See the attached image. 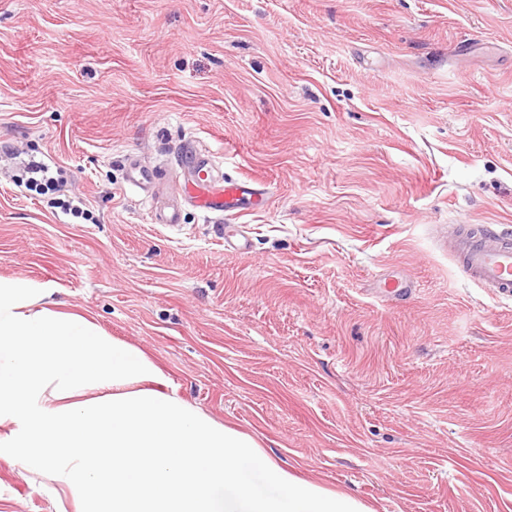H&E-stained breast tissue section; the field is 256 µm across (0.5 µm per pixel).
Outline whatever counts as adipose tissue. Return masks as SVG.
<instances>
[{"mask_svg": "<svg viewBox=\"0 0 512 512\" xmlns=\"http://www.w3.org/2000/svg\"><path fill=\"white\" fill-rule=\"evenodd\" d=\"M162 371L48 288L0 277V456L72 512H372L289 476L253 438L164 393ZM262 470L282 494L253 484Z\"/></svg>", "mask_w": 512, "mask_h": 512, "instance_id": "ef3b65f1", "label": "adipose tissue"}]
</instances>
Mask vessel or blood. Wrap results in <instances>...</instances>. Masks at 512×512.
Here are the masks:
<instances>
[{"instance_id": "vessel-or-blood-1", "label": "vessel or blood", "mask_w": 512, "mask_h": 512, "mask_svg": "<svg viewBox=\"0 0 512 512\" xmlns=\"http://www.w3.org/2000/svg\"><path fill=\"white\" fill-rule=\"evenodd\" d=\"M176 162L183 170L182 198L155 207L154 223L178 227L182 222V206L186 203L203 214L228 220L246 206L260 208L266 203L263 180L255 177L233 180L215 175L211 159L199 153L193 141L181 142ZM125 178L129 186L147 192L155 187L159 173L130 157L126 160ZM451 254L470 282L492 289L498 298L512 299V244L482 230L474 235L459 236Z\"/></svg>"}]
</instances>
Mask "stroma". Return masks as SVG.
<instances>
[{"instance_id":"35a3bbf8","label":"stroma","mask_w":512,"mask_h":512,"mask_svg":"<svg viewBox=\"0 0 512 512\" xmlns=\"http://www.w3.org/2000/svg\"><path fill=\"white\" fill-rule=\"evenodd\" d=\"M185 139L268 183L249 252L127 185ZM458 224L512 229V0H0V277L375 512H512V300L459 274ZM0 512L56 496L0 457ZM182 222V204L179 201L156 206L153 211V223L169 228L178 227Z\"/></svg>"}]
</instances>
